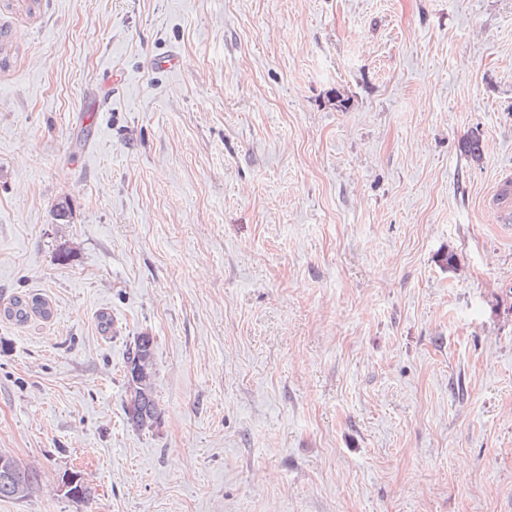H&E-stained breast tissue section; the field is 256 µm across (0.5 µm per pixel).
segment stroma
I'll return each instance as SVG.
<instances>
[{
	"label": "stroma",
	"instance_id": "35a3bbf8",
	"mask_svg": "<svg viewBox=\"0 0 512 512\" xmlns=\"http://www.w3.org/2000/svg\"><path fill=\"white\" fill-rule=\"evenodd\" d=\"M0 27V306L52 307L0 319V450L39 474L0 512H512V0H0ZM51 313L49 302L38 295L14 296L3 309L0 307V316L17 324L27 322L32 316L49 319ZM155 339L148 333H141L134 341V348L129 353L126 362L127 387L125 397V416L127 423L139 430L154 427V423L160 417V409L156 402L152 382H151V361ZM141 360L143 366H147V373L140 378V383H136L133 379L134 386L131 384L130 377L132 374L137 377L140 373ZM137 361V362H136ZM136 362V363H135ZM135 363V364H133ZM130 372L128 375V369ZM149 367V371H148Z\"/></svg>",
	"mask_w": 512,
	"mask_h": 512
}]
</instances>
